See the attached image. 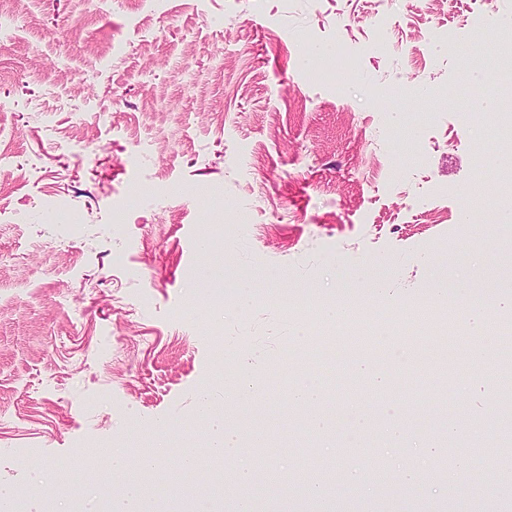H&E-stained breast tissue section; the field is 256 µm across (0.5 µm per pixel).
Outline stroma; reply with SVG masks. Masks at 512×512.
I'll list each match as a JSON object with an SVG mask.
<instances>
[{
    "label": "stroma",
    "instance_id": "1",
    "mask_svg": "<svg viewBox=\"0 0 512 512\" xmlns=\"http://www.w3.org/2000/svg\"><path fill=\"white\" fill-rule=\"evenodd\" d=\"M509 19L512 0H25L0 12V166L12 172L0 179V490L64 503L76 451L105 462L130 435L146 447L165 435L176 461L204 425L205 395L234 407V427L285 442L269 451L255 512H322L282 482L317 458L332 463L342 512H512V447L474 445L501 403L466 391L485 363L448 385L418 370L402 397L407 365L380 360L396 386L381 395L269 295L328 303L356 278L353 305L404 319L450 277L498 323L487 285L512 280L500 261L512 229L488 210L460 223L470 202L456 189L480 162L469 102L512 89L465 83L464 70ZM399 108L417 128L409 153L391 144ZM135 192L141 205L115 223L113 204ZM207 263L269 280L216 322ZM304 360L335 405L337 437L314 448L291 443L305 428L290 400ZM231 368L275 405L240 407ZM354 403L367 419L404 408L398 427L425 435L455 408L471 421L431 457L395 459L384 422L345 443Z\"/></svg>",
    "mask_w": 512,
    "mask_h": 512
}]
</instances>
